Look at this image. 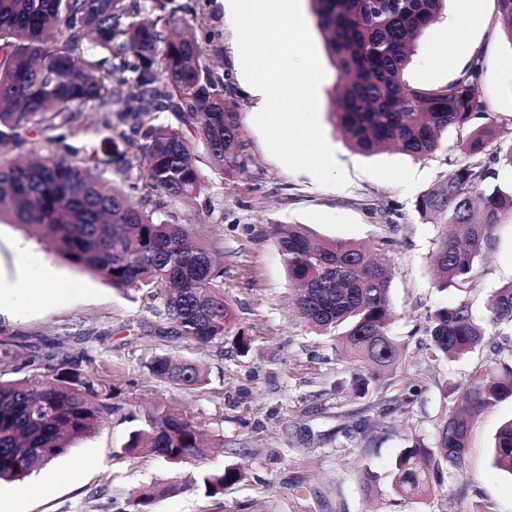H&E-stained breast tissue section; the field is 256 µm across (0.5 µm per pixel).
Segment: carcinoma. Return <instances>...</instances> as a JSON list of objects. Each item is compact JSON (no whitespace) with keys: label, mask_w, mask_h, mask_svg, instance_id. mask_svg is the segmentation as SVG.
<instances>
[{"label":"carcinoma","mask_w":512,"mask_h":512,"mask_svg":"<svg viewBox=\"0 0 512 512\" xmlns=\"http://www.w3.org/2000/svg\"><path fill=\"white\" fill-rule=\"evenodd\" d=\"M446 0H311L325 48L344 81L335 86L331 114L346 142L371 154L396 150L427 159L450 127L462 131L460 158L415 208L442 230L431 258L442 275L438 287L470 288L475 265L505 215H512V185L498 167L512 169V131L471 126L482 105L475 91L483 57L472 56L445 87L425 91L404 78L419 38ZM512 42V0H495ZM177 0H0V145L24 147L35 135L57 143V152L28 151L0 162V218L8 216L50 252L102 277L120 291L158 302L164 333L193 344L224 340L235 325L224 297V268L192 239L185 224L160 216L164 202L200 195L206 175L198 150L222 175L244 166L242 146L226 106L224 78L204 59L201 43L179 16ZM108 114L107 157L118 143H139L131 203L118 186L104 185L97 152L67 143L85 128L86 112ZM170 112L176 122L158 121ZM278 247L295 303L309 327L335 337L336 346L365 368L361 386L378 382L401 358L391 335L392 268L386 249L367 251L349 241H317L298 225L277 230ZM487 314L469 303L427 315L424 333L437 357L461 358L485 338L512 332V282L488 298ZM86 354L46 351L30 361L35 371L0 379V482L22 481L100 430L112 414V385L82 370ZM157 380L184 389L205 383L203 367L172 353L147 362ZM462 408L448 414L435 447L406 448L395 461L392 489L403 497L433 492L443 466L464 474L473 421L512 399V368L491 364L454 386ZM131 453L178 465L207 453L201 425L158 406L130 433L117 462ZM493 466L512 474V420L496 432ZM243 467L205 471L209 497L245 480ZM154 483L130 493L137 512L175 492Z\"/></svg>","instance_id":"obj_1"}]
</instances>
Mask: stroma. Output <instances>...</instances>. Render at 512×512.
I'll list each match as a JSON object with an SVG mask.
<instances>
[{"label": "stroma", "mask_w": 512, "mask_h": 512, "mask_svg": "<svg viewBox=\"0 0 512 512\" xmlns=\"http://www.w3.org/2000/svg\"><path fill=\"white\" fill-rule=\"evenodd\" d=\"M178 2L207 61L224 79L245 166L226 176L204 165L202 193L191 202H170L165 215L188 225L223 261L224 295L251 349L240 354L231 336L204 348L166 336L144 299L55 259L61 272L57 289L45 293L33 287L25 313L0 316V349L9 350L15 364L5 376L28 375L26 362L41 349L83 351L86 369L115 387L113 411L98 433L50 463L52 480L37 470L24 481L1 483L0 512H134L131 490L155 481L176 484L177 490L157 499L150 512H432L430 499L396 495L388 475L403 448L433 447L439 425L458 404L453 383L494 359L512 365V338L488 337L464 358L449 361L433 356L421 326L430 312L463 300L484 313L488 295L512 281V217L494 229L475 286L439 290L430 262L435 227L424 222L415 201L447 174L449 158L458 155L459 131L449 129L440 149L422 161L397 151L367 155L351 149L329 115L338 71L310 0H301L325 73L318 121L347 183L325 185L308 172L291 170L269 151L255 125L224 0ZM456 9L457 0H448L420 38L406 73L411 85L436 89L456 77L444 62L448 21ZM466 35L485 58L478 86L483 109L475 123L505 125L512 119V43L495 0H475ZM412 171L416 179L405 182ZM288 224L303 225L319 238L389 241L393 333L403 347L389 384L358 392L354 367L337 354L331 337L316 334L294 312L276 242L277 227ZM164 352L202 363L206 384L186 391L153 379L144 363ZM397 390L414 396L406 412L396 411L391 401ZM159 404L200 421L208 442H223V451L177 466L145 455L115 463L114 453L134 428L133 417H144ZM511 419L510 399L478 418L469 436L467 482L442 470L441 487L459 492L460 512H512V474L492 465L494 434ZM229 464L245 468V481L206 496L196 484L199 471Z\"/></svg>", "instance_id": "1"}]
</instances>
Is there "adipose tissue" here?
I'll list each match as a JSON object with an SVG mask.
<instances>
[{"mask_svg":"<svg viewBox=\"0 0 512 512\" xmlns=\"http://www.w3.org/2000/svg\"><path fill=\"white\" fill-rule=\"evenodd\" d=\"M10 248L17 258L12 271H0V314L19 315L29 304L25 288L31 273H38L44 287L56 282L52 261L49 257L35 254L28 241L13 239Z\"/></svg>","mask_w":512,"mask_h":512,"instance_id":"ef3b65f1","label":"adipose tissue"}]
</instances>
